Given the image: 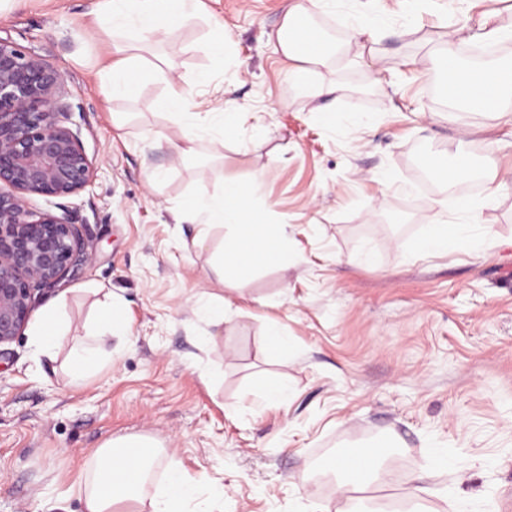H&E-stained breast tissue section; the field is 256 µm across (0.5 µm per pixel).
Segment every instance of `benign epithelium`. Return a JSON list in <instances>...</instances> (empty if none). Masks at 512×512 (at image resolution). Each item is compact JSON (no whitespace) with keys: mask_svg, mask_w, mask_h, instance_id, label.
Wrapping results in <instances>:
<instances>
[{"mask_svg":"<svg viewBox=\"0 0 512 512\" xmlns=\"http://www.w3.org/2000/svg\"><path fill=\"white\" fill-rule=\"evenodd\" d=\"M67 109L61 74L0 38V345L21 334L38 294L89 262L75 211L28 203L77 196L94 180Z\"/></svg>","mask_w":512,"mask_h":512,"instance_id":"7a95c632","label":"benign epithelium"}]
</instances>
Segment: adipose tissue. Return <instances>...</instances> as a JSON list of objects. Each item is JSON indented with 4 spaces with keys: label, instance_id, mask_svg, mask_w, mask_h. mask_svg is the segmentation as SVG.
<instances>
[{
    "label": "adipose tissue",
    "instance_id": "1",
    "mask_svg": "<svg viewBox=\"0 0 512 512\" xmlns=\"http://www.w3.org/2000/svg\"><path fill=\"white\" fill-rule=\"evenodd\" d=\"M333 0H292L278 32L282 54L292 63V81L300 82L312 68L324 65L322 54L303 53L301 47L318 41L320 34L313 29H300L298 18L315 9H324ZM198 0H99L93 11L98 29L108 36L125 35L129 41L117 45L118 58L110 68V82L104 91L106 98L123 97L131 93L128 79L131 67L140 70H159V63L134 52L136 45L157 44L164 40L171 23L183 20L195 12ZM462 30L449 25L444 38V83L453 89H477L486 84L496 85L500 92L512 91V82H505V65L494 64L476 68L453 65ZM164 108L185 123L179 143L174 150L180 160L191 159L196 152L199 136L219 131H234L240 121L236 112H220L209 108L192 111V94L179 80L169 79ZM256 184L229 182L222 194L198 200L193 209L204 216L207 225H223L231 230L224 243V258L220 269L233 275L246 267L249 259L280 256L285 247V229L280 224L261 220L251 206ZM464 218L455 224H443L430 230L416 244L418 253L438 255L451 249L471 248L476 244L473 209L463 205ZM123 327L122 316L112 300L104 293L97 313L96 324L85 340L73 345L69 355V382L81 385L90 369L107 353L112 336ZM137 449L134 457L124 455V448ZM161 451L155 442L138 437L106 441L97 454V466L90 480L84 481V512H182V503L194 494L193 483L177 464H170L163 490L143 497L142 486L151 475L153 462Z\"/></svg>",
    "mask_w": 512,
    "mask_h": 512
}]
</instances>
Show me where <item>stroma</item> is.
I'll list each match as a JSON object with an SVG mask.
<instances>
[{
  "mask_svg": "<svg viewBox=\"0 0 512 512\" xmlns=\"http://www.w3.org/2000/svg\"><path fill=\"white\" fill-rule=\"evenodd\" d=\"M94 3L16 0L0 12V37L63 76L68 125L98 166L67 201L91 261L31 313L59 310L55 358L36 357L26 331L0 346V512H84L79 479L102 444L129 435L152 438L193 479L187 512H512V125L450 102L440 72L445 22L473 28L492 12L512 28V0H336L305 18L332 47L294 87L277 43L290 0H201L154 51L186 83L201 71L236 78L242 118L194 161L171 149L182 126L161 107L162 77L131 70L132 95L104 101L116 53ZM380 14L384 28L351 51ZM319 84L336 87L332 118L317 110ZM428 157L497 169L505 183L494 195L424 188ZM254 179L251 204L285 225L288 248L222 281L212 264L225 229L200 236L188 206ZM467 200L488 245L418 255L416 241ZM100 288L128 331L73 387L68 353ZM204 293L223 295V324L196 313ZM273 322L290 337L278 354ZM264 379L288 383L289 408L263 402ZM372 440L386 443L383 484L341 494L325 461ZM415 485L427 490L418 501Z\"/></svg>",
  "mask_w": 512,
  "mask_h": 512,
  "instance_id": "1",
  "label": "stroma"
}]
</instances>
